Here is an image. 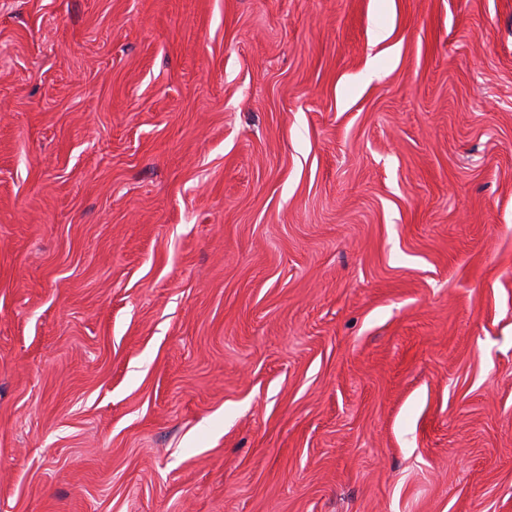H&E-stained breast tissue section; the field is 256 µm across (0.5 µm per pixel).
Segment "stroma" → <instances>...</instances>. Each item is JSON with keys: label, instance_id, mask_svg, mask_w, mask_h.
Here are the masks:
<instances>
[{"label": "stroma", "instance_id": "stroma-1", "mask_svg": "<svg viewBox=\"0 0 512 512\" xmlns=\"http://www.w3.org/2000/svg\"><path fill=\"white\" fill-rule=\"evenodd\" d=\"M0 512H512V0H0Z\"/></svg>", "mask_w": 512, "mask_h": 512}]
</instances>
